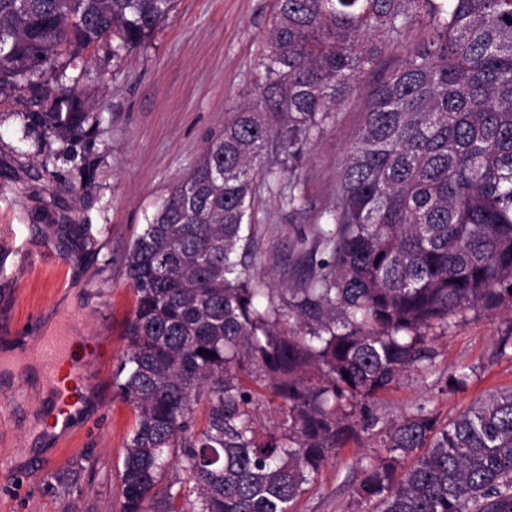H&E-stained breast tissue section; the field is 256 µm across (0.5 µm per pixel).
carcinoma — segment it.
<instances>
[{
	"mask_svg": "<svg viewBox=\"0 0 512 512\" xmlns=\"http://www.w3.org/2000/svg\"><path fill=\"white\" fill-rule=\"evenodd\" d=\"M257 100L224 121L134 241L136 294L116 374L136 420L120 512H294L370 406L433 359L429 330L512 311V0H276ZM175 0H0V89L45 104L25 128L74 148L96 133L82 94L49 88L61 56L141 46ZM419 38L381 68L384 47ZM367 86L339 174L330 246L289 296L246 273L253 189ZM264 388L282 403L262 419ZM206 409L195 427L196 407ZM376 512H512V391L447 423L421 406L360 462ZM193 489L183 492V479ZM182 505H177L178 500Z\"/></svg>",
	"mask_w": 512,
	"mask_h": 512,
	"instance_id": "cac0c4a2",
	"label": "carcinoma"
}]
</instances>
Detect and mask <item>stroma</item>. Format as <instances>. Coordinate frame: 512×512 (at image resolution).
<instances>
[{
    "label": "stroma",
    "mask_w": 512,
    "mask_h": 512,
    "mask_svg": "<svg viewBox=\"0 0 512 512\" xmlns=\"http://www.w3.org/2000/svg\"><path fill=\"white\" fill-rule=\"evenodd\" d=\"M275 0H178L140 47L89 49L59 80L88 95L99 125L89 153L94 179L81 185L62 142L25 132L33 111L19 88L0 91V512H119V473L135 424L112 376L99 379L65 435L48 427L53 393L36 373L7 383L36 337L70 325L87 342L112 340V365L127 348L136 296L126 254L173 186L196 166L207 141L257 97L260 63ZM364 92L350 95L336 121L304 149L296 187L256 181L251 273L269 287H294L311 260L326 256L316 234L337 201L338 174L359 126ZM294 190L297 208L283 200ZM429 370L406 373L373 407L378 425L337 450L297 501L295 512H372L352 490L358 461L382 448L387 428L418 407L448 421L489 395L512 390V313L469 309L429 334ZM468 372L461 391L449 375Z\"/></svg>",
    "instance_id": "35a3bbf8"
}]
</instances>
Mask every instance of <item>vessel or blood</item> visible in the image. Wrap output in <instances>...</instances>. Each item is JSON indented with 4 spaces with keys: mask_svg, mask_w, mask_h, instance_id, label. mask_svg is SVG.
Wrapping results in <instances>:
<instances>
[{
    "mask_svg": "<svg viewBox=\"0 0 512 512\" xmlns=\"http://www.w3.org/2000/svg\"><path fill=\"white\" fill-rule=\"evenodd\" d=\"M78 342L75 336H40L28 351V359L37 365L43 384L57 393L54 422L62 427L66 426L72 409L81 402L78 381L91 364L109 358L111 351L109 342L99 340L79 354L75 351Z\"/></svg>",
    "mask_w": 512,
    "mask_h": 512,
    "instance_id": "1",
    "label": "vessel or blood"
}]
</instances>
